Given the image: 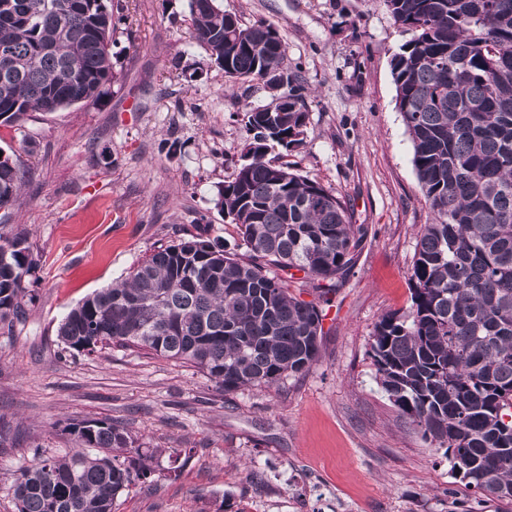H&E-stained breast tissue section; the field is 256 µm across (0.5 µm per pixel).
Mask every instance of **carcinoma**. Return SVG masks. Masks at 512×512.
Returning a JSON list of instances; mask_svg holds the SVG:
<instances>
[{
  "label": "carcinoma",
  "mask_w": 512,
  "mask_h": 512,
  "mask_svg": "<svg viewBox=\"0 0 512 512\" xmlns=\"http://www.w3.org/2000/svg\"><path fill=\"white\" fill-rule=\"evenodd\" d=\"M0 0V122L97 99L112 82V0ZM412 37L392 58L396 105L431 222L410 269L411 307L376 324L371 352L399 414L444 449L466 485L512 501V0H383ZM192 40L232 86L258 80L270 101L241 113L242 162L215 207L245 253L194 236L162 246L127 278L63 318L66 348L110 345L190 364L226 392L305 374L320 357L330 295L366 229L319 181L269 157L305 138L310 89L285 66L267 21L245 25L217 0H189ZM33 177L0 156V209ZM38 267L24 229L0 228V323L25 317ZM303 273L297 278L293 271ZM312 288L305 301L291 283ZM76 449L35 458L13 484L16 512H115L154 460L179 477L182 450L146 448L107 420L68 424Z\"/></svg>",
  "instance_id": "cac0c4a2"
}]
</instances>
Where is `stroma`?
Returning a JSON list of instances; mask_svg holds the SVG:
<instances>
[{"mask_svg": "<svg viewBox=\"0 0 512 512\" xmlns=\"http://www.w3.org/2000/svg\"><path fill=\"white\" fill-rule=\"evenodd\" d=\"M114 79L101 96L0 124V148L35 171L0 224L39 259L26 318L0 326V512L34 450L62 455L69 423L107 419L145 448H184L180 476L138 485L115 512H512L456 479L443 450L399 417L370 356L374 326L411 306L409 272L429 209L396 105L391 59L409 33L382 0H219L266 20L312 89L303 145L283 161L342 197L367 229L323 321L321 356L272 388L224 392L189 365L135 348L64 349L66 313L159 247L203 235L227 248L214 206L241 161L245 107L262 84L225 89L190 43L188 0H123ZM178 145L175 155L162 143Z\"/></svg>", "mask_w": 512, "mask_h": 512, "instance_id": "stroma-1", "label": "stroma"}]
</instances>
